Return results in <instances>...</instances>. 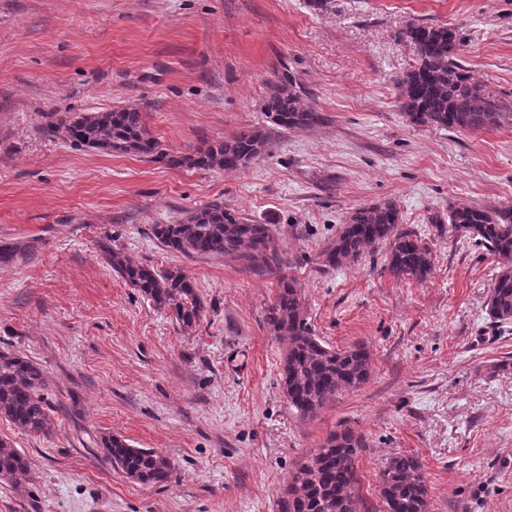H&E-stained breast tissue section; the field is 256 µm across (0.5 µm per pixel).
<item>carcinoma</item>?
Masks as SVG:
<instances>
[{"label": "carcinoma", "instance_id": "cac0c4a2", "mask_svg": "<svg viewBox=\"0 0 512 512\" xmlns=\"http://www.w3.org/2000/svg\"><path fill=\"white\" fill-rule=\"evenodd\" d=\"M398 38L414 45L415 64L399 79L400 108L422 126L476 131L499 125L512 114L501 111L494 90L474 79L459 57L456 31L440 25L412 23ZM273 125L288 130H314L327 116L308 104L289 77L280 80L263 106ZM53 136L75 148L108 154L152 156L159 144L138 105L118 111L66 112L50 126ZM266 133L257 128L227 140L205 141L187 154L169 158L174 166L225 171L246 167L267 149ZM452 230L499 259V272L487 302L496 323H512V206L485 208L458 203L448 210ZM401 214L392 202L355 210L336 238L322 251V264L339 268L357 261L380 244L388 245V269L398 280H427L433 268L430 246L400 229ZM152 233L172 252L188 257H230L257 272H278V292L266 311L273 335L288 341L280 385L288 404L303 418H313L341 391L356 390L371 375V357L363 344L335 349L324 344L308 322L295 281L282 274L287 261L278 251L268 224H251L235 210L213 202L175 224H155ZM102 250L112 267L154 309L172 316L186 332L199 326L204 305L192 278L180 267L163 272L134 264L108 244ZM42 367L17 353L0 351V418L28 435L54 428ZM365 447L362 436L346 428L331 434L310 451L277 496L278 512H361L356 458ZM101 450L112 468L141 484L170 482L169 459L126 440L101 438ZM0 479L16 489L29 481V465L10 444L0 441ZM380 495L387 512H428L431 487L423 465L412 455L391 458L379 474Z\"/></svg>", "mask_w": 512, "mask_h": 512}]
</instances>
